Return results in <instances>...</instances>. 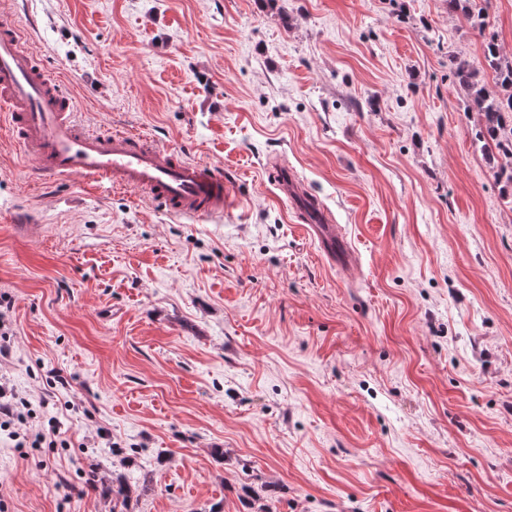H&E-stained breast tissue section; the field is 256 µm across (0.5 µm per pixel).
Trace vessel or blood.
I'll return each instance as SVG.
<instances>
[{"mask_svg": "<svg viewBox=\"0 0 512 512\" xmlns=\"http://www.w3.org/2000/svg\"><path fill=\"white\" fill-rule=\"evenodd\" d=\"M12 11L0 10V123L34 159L36 177L78 175L95 184L147 193L168 214L209 218L234 199L221 166L182 159L153 139L127 132L96 133L75 118L76 100L26 46ZM272 177L303 228L330 263L353 264L349 246L326 210L293 171L272 165Z\"/></svg>", "mask_w": 512, "mask_h": 512, "instance_id": "obj_1", "label": "vessel or blood"}]
</instances>
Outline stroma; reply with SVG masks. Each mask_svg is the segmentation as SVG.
<instances>
[{
	"label": "stroma",
	"mask_w": 512,
	"mask_h": 512,
	"mask_svg": "<svg viewBox=\"0 0 512 512\" xmlns=\"http://www.w3.org/2000/svg\"><path fill=\"white\" fill-rule=\"evenodd\" d=\"M90 128L223 166V218L170 217L0 133V374L56 418L0 449V512H512V158L474 129L448 0H13ZM288 165L356 254L330 265ZM106 431L110 447L90 442Z\"/></svg>",
	"instance_id": "stroma-1"
}]
</instances>
